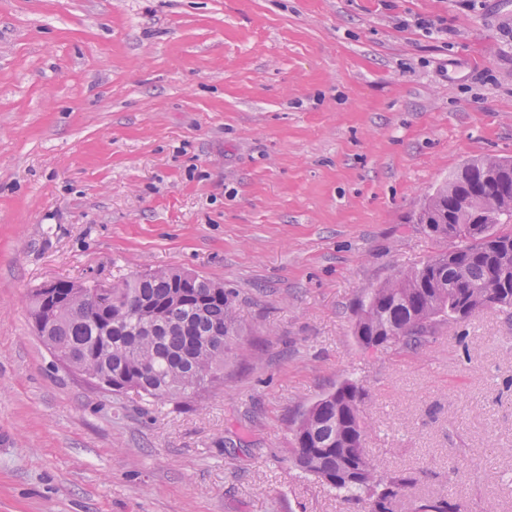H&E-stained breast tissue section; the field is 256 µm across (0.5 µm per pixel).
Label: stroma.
I'll use <instances>...</instances> for the list:
<instances>
[{"label": "stroma", "instance_id": "35a3bbf8", "mask_svg": "<svg viewBox=\"0 0 512 512\" xmlns=\"http://www.w3.org/2000/svg\"><path fill=\"white\" fill-rule=\"evenodd\" d=\"M512 157V0H0V512H364L292 462L346 379L367 455L512 512V319L365 350L356 302L437 246L464 161ZM177 268L246 355L151 407L65 369L31 293Z\"/></svg>", "mask_w": 512, "mask_h": 512}]
</instances>
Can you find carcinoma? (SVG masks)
<instances>
[{
  "mask_svg": "<svg viewBox=\"0 0 512 512\" xmlns=\"http://www.w3.org/2000/svg\"><path fill=\"white\" fill-rule=\"evenodd\" d=\"M439 249L371 289L357 304L353 333L365 349L418 351L441 325L483 307L512 316V159L480 157L455 169L414 219ZM185 271L137 275L99 295L95 282H55L54 299L36 290L34 329L52 355L111 391L134 390L149 403L198 395L224 377V361L244 352L236 295L202 275L180 287ZM363 386L346 380L320 397L294 430V462L342 499L368 512H392L414 485L388 477L367 457ZM414 512H461L446 495Z\"/></svg>",
  "mask_w": 512,
  "mask_h": 512,
  "instance_id": "obj_1",
  "label": "carcinoma"
}]
</instances>
